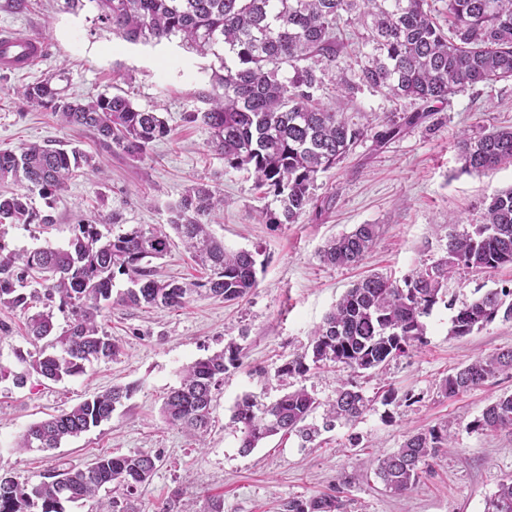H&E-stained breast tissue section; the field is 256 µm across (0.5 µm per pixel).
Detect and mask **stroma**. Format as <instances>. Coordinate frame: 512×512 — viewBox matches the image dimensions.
<instances>
[{
    "label": "stroma",
    "mask_w": 512,
    "mask_h": 512,
    "mask_svg": "<svg viewBox=\"0 0 512 512\" xmlns=\"http://www.w3.org/2000/svg\"><path fill=\"white\" fill-rule=\"evenodd\" d=\"M0 27L44 46L34 67L0 68V149L29 142L76 147L94 155L101 167L100 173L72 179L54 197L34 196V208L51 215L52 224H0L1 242L18 251L63 246L78 219L115 212L125 224L165 225L169 204L201 179L224 194V208L212 219L215 236L226 249L257 250L265 261L256 288L239 301L196 293L174 310L113 305L100 323L121 351L88 364L80 376L56 383L33 374L22 387L0 382V470L33 486L56 469L81 466L99 455L147 452L159 462L132 499L133 512H162L166 506L173 512H207L214 499L223 501L224 512H281L290 498L316 497L338 484L347 512H484L487 497L512 476V432L474 431L470 424L497 397L512 393V377L498 376L452 398L440 385L475 356L512 349V321L498 319L459 337L452 332L453 310L440 303L425 319L424 344L383 371L326 368L300 378L277 370L307 350L312 331L353 282L371 272L400 280L431 264L446 253L449 217L459 218L465 229L480 223L485 201L512 187V165L466 173L457 146L461 131L476 135L512 126V82L453 95L425 121L409 126L405 119L418 102L391 101L360 85L359 57H344L340 66L354 85L352 93H344L329 73L318 100L353 121L376 128L394 123L401 132L382 144L369 138L358 142L342 163L319 176L315 194L330 203L320 218L272 224L266 217L278 209L272 195L257 189L246 171L226 168L208 146L207 128L184 120L187 112L207 107L213 57L199 56L177 37L158 44L124 41L100 20L94 0L72 6L65 0H28L21 10L13 0H0ZM44 78L72 100L121 93L138 107H159L172 132L139 161L106 152L90 132L63 126L51 113L26 104L21 86ZM360 224L380 227L361 264L322 263L324 243ZM510 284V268L469 273L449 280L448 295L462 303L475 292ZM26 319L24 311L0 306V364L16 366V351H30ZM232 341L243 349L242 363L224 374L207 434L195 439L168 426L160 408L182 369ZM343 382L370 401L357 421L337 423L310 444L294 435L275 436L241 453L232 413L242 396L270 403L303 386L325 403ZM128 385L131 396L99 426L56 449H17L33 422ZM389 388L395 398L385 405L380 396ZM443 422L455 436V448L431 460L407 495L386 491L375 474L377 457Z\"/></svg>",
    "instance_id": "obj_1"
}]
</instances>
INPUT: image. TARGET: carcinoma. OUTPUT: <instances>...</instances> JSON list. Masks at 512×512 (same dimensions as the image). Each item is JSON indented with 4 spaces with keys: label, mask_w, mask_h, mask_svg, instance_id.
<instances>
[{
    "label": "carcinoma",
    "mask_w": 512,
    "mask_h": 512,
    "mask_svg": "<svg viewBox=\"0 0 512 512\" xmlns=\"http://www.w3.org/2000/svg\"><path fill=\"white\" fill-rule=\"evenodd\" d=\"M100 18L122 39L157 43L172 37L220 63L212 71L209 108L189 112L188 123H200L210 134L209 147L224 166L252 172L256 183L280 203L269 214L273 224H297L323 214L324 201L313 193L318 176L342 162L368 136L370 125L352 122L346 113L324 107L316 92L326 69L339 67L350 39L346 28L361 26L370 47L360 69L361 84L394 101L417 100L422 111L406 118L417 124L448 97L482 84L512 79V0H448V28L432 14L429 0H96ZM31 107H41L67 125L93 132L101 147L132 159L146 157L171 129L154 109H142L126 96L100 95L86 103L61 94L52 79L33 81L20 90ZM463 169L480 174L512 164V129H493L478 137L463 132L457 142ZM100 168L73 148L38 143L15 151L0 150V183L20 189L0 193V224H51L30 203L36 188L49 198L64 189L75 172ZM224 207V195L197 183L169 206V226L197 264L205 280L181 283L159 280L146 259H161L173 240L163 227H129L112 217V237L99 225L105 217L79 219L67 247H39L23 253L0 242V305L24 311L40 299L59 301L71 315L69 328L55 332L53 313L27 317L35 352H17L24 368L0 364V381L22 387L30 374L61 382L85 372L86 364L119 353L116 341L103 334L98 317L110 303L156 309L184 306L202 291L224 301L245 298L256 287L259 251H228L213 235L207 218ZM448 218L446 255L413 271L403 280L374 273L363 277L339 299L316 328L310 350L294 356L279 373L305 377L313 369L338 367L380 370L423 343L424 318L446 299L448 280L465 272L491 273L512 267V188L496 192L485 203L482 222L462 232ZM376 224H360L329 239L321 260L332 267L353 266L372 249ZM128 277L130 287L112 298L113 281ZM45 287L44 296L26 292L27 281ZM457 308V307H455ZM512 320V288L487 291L462 303L452 319L456 336H466L496 319ZM242 348L231 342L219 353L183 368L179 386L161 406L165 422L190 436H202L210 422L215 392L228 366L240 364ZM501 374H512V349L478 356L448 374L442 392L452 398ZM133 388L114 387L36 422L20 437L23 449L57 448L61 442L98 426ZM369 405L364 395L344 383L336 398L323 405L306 388L290 391L269 404L250 394L234 406L232 420L246 454L269 437L294 434L312 442L320 429L339 420L360 418ZM324 407L322 425L310 420ZM481 431L512 430V394H503L471 424ZM453 447L448 425L414 433L396 451L377 459L376 474L388 491L406 495L421 479L420 465ZM159 457L147 452L101 455L85 466L55 471L34 486L0 473V512H66L64 504L95 497L101 489L119 493L106 512H128L122 501L134 497L149 481ZM343 490L319 497L290 498L283 512H346ZM484 512H512V477L502 480Z\"/></svg>",
    "instance_id": "1"
}]
</instances>
